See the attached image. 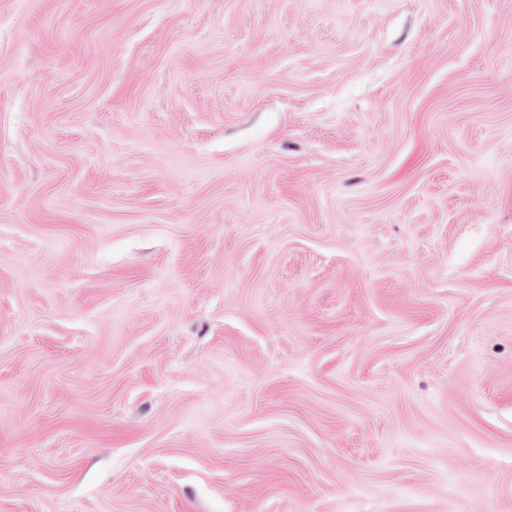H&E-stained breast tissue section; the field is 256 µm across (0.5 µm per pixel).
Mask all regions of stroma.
<instances>
[{
	"instance_id": "1",
	"label": "stroma",
	"mask_w": 512,
	"mask_h": 512,
	"mask_svg": "<svg viewBox=\"0 0 512 512\" xmlns=\"http://www.w3.org/2000/svg\"><path fill=\"white\" fill-rule=\"evenodd\" d=\"M0 512H512V0H0Z\"/></svg>"
}]
</instances>
